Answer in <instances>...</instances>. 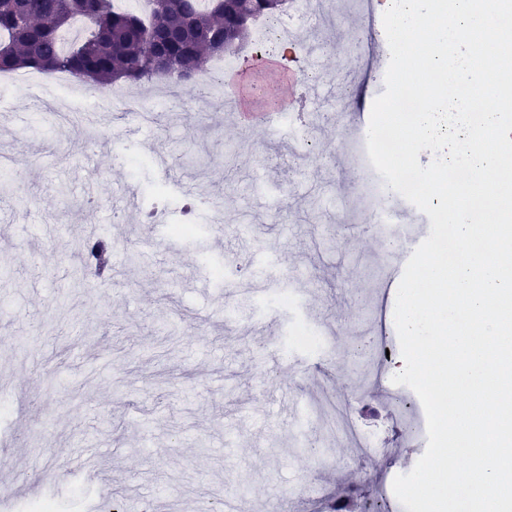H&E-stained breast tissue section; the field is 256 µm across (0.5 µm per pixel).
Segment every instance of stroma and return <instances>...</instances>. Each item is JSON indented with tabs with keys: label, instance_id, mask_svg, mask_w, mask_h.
<instances>
[{
	"label": "stroma",
	"instance_id": "stroma-1",
	"mask_svg": "<svg viewBox=\"0 0 512 512\" xmlns=\"http://www.w3.org/2000/svg\"><path fill=\"white\" fill-rule=\"evenodd\" d=\"M299 42L336 88L314 101L285 64L233 56L221 112L186 104L127 132L110 92L70 80L54 97L116 118L90 131L39 121L21 82L0 83V157L13 175L0 191V476L20 501L53 498L73 512H326L342 494L363 512H406L392 491L424 450L397 431L401 394L387 374L400 356L388 299L396 254L369 226L368 188L343 136L385 90L352 0L334 26L290 17ZM274 108L315 127L309 155L258 121ZM207 149L203 167L163 171L156 157ZM194 187L180 191V183ZM130 186L147 200L165 188L164 224L141 212L113 222L112 197ZM218 211L184 215L190 197ZM190 217L192 234L170 227ZM112 241L109 278L76 273L91 235ZM241 255L235 278L218 273ZM293 307H268L279 291ZM298 318L328 354L282 352ZM379 436L386 454L357 446ZM88 455L94 471L64 469Z\"/></svg>",
	"mask_w": 512,
	"mask_h": 512
}]
</instances>
